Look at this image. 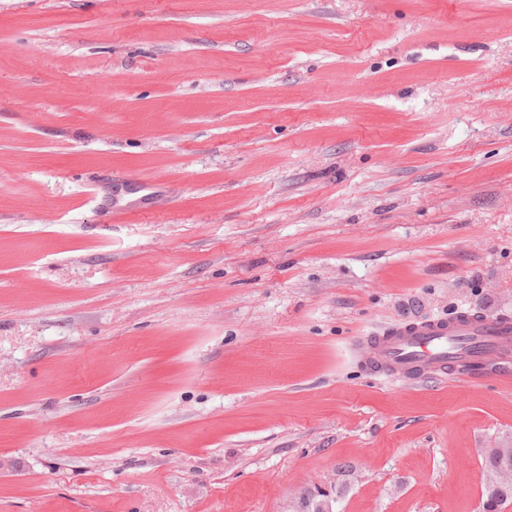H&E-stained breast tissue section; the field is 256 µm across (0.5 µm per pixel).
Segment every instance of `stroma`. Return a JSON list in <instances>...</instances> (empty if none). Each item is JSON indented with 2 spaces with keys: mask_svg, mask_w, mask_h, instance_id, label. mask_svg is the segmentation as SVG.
<instances>
[{
  "mask_svg": "<svg viewBox=\"0 0 512 512\" xmlns=\"http://www.w3.org/2000/svg\"><path fill=\"white\" fill-rule=\"evenodd\" d=\"M512 0H0V512H482L512 360ZM354 351L370 370L408 384L446 378L457 367L483 373L512 354V317L404 318L359 337Z\"/></svg>",
  "mask_w": 512,
  "mask_h": 512,
  "instance_id": "stroma-1",
  "label": "stroma"
}]
</instances>
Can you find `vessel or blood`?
I'll list each match as a JSON object with an SVG mask.
<instances>
[{
	"mask_svg": "<svg viewBox=\"0 0 512 512\" xmlns=\"http://www.w3.org/2000/svg\"><path fill=\"white\" fill-rule=\"evenodd\" d=\"M370 370L408 384L485 372L512 356V317L457 312L448 318H404L354 345Z\"/></svg>",
	"mask_w": 512,
	"mask_h": 512,
	"instance_id": "obj_1",
	"label": "vessel or blood"
}]
</instances>
